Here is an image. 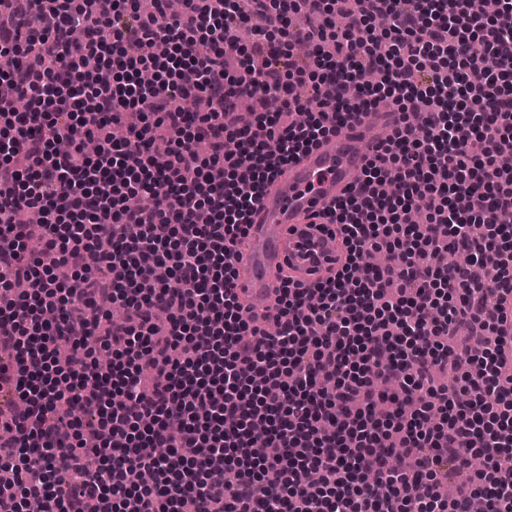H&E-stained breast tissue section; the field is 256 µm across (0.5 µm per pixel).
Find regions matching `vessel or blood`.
Here are the masks:
<instances>
[{"instance_id": "vessel-or-blood-1", "label": "vessel or blood", "mask_w": 512, "mask_h": 512, "mask_svg": "<svg viewBox=\"0 0 512 512\" xmlns=\"http://www.w3.org/2000/svg\"><path fill=\"white\" fill-rule=\"evenodd\" d=\"M398 120L395 112L356 120L300 153L268 185L232 257L235 287L258 321L276 314L282 278L313 284L342 265V239L324 229V212L348 196L375 145Z\"/></svg>"}]
</instances>
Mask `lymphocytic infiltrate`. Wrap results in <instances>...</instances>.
Masks as SVG:
<instances>
[{
    "label": "lymphocytic infiltrate",
    "mask_w": 512,
    "mask_h": 512,
    "mask_svg": "<svg viewBox=\"0 0 512 512\" xmlns=\"http://www.w3.org/2000/svg\"><path fill=\"white\" fill-rule=\"evenodd\" d=\"M282 2L0 0V512H512V0ZM383 106L341 269L263 329L252 212Z\"/></svg>",
    "instance_id": "1"
}]
</instances>
